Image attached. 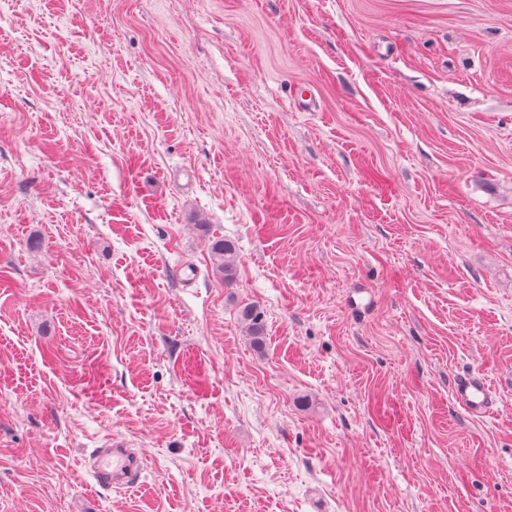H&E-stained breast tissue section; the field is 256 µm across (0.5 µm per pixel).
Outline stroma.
I'll use <instances>...</instances> for the list:
<instances>
[{
	"label": "stroma",
	"instance_id": "obj_1",
	"mask_svg": "<svg viewBox=\"0 0 512 512\" xmlns=\"http://www.w3.org/2000/svg\"><path fill=\"white\" fill-rule=\"evenodd\" d=\"M0 512H512V0H0ZM208 249L219 262V268L224 279H231L237 268V250L233 243L224 239V236L211 235L208 238ZM240 319L247 326L251 343L255 348L264 344V324L260 313L254 306L246 305L240 310ZM452 393L455 402L472 415H485L493 402L491 388L479 372L458 376ZM121 439L107 438L84 460L87 474L102 489H130L138 485L145 462L135 448Z\"/></svg>",
	"mask_w": 512,
	"mask_h": 512
}]
</instances>
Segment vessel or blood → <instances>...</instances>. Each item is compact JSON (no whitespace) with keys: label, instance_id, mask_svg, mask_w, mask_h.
Listing matches in <instances>:
<instances>
[{"label":"vessel or blood","instance_id":"1","mask_svg":"<svg viewBox=\"0 0 512 512\" xmlns=\"http://www.w3.org/2000/svg\"><path fill=\"white\" fill-rule=\"evenodd\" d=\"M453 397L460 407L477 416L488 413L493 402L491 388L485 376L478 372L458 376ZM84 465L95 485L107 490H123L138 485L145 462L126 441L111 437L88 453Z\"/></svg>","mask_w":512,"mask_h":512}]
</instances>
